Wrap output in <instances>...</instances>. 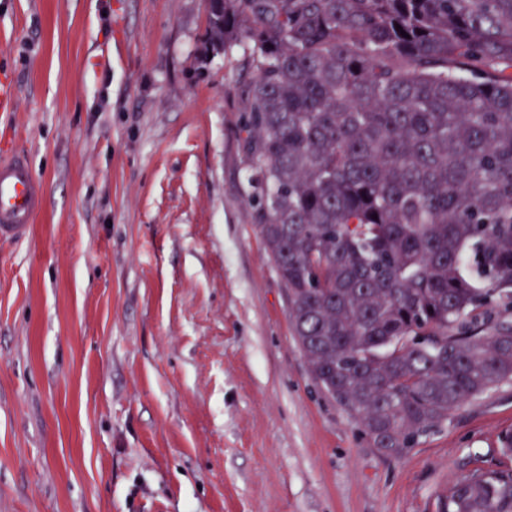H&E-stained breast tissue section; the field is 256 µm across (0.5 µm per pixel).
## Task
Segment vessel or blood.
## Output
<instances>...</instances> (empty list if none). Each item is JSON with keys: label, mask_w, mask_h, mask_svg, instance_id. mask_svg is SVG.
<instances>
[{"label": "vessel or blood", "mask_w": 512, "mask_h": 512, "mask_svg": "<svg viewBox=\"0 0 512 512\" xmlns=\"http://www.w3.org/2000/svg\"><path fill=\"white\" fill-rule=\"evenodd\" d=\"M41 204V184L28 161L0 155V240L25 239Z\"/></svg>", "instance_id": "b4317fda"}]
</instances>
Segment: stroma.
I'll return each instance as SVG.
<instances>
[{
    "mask_svg": "<svg viewBox=\"0 0 512 512\" xmlns=\"http://www.w3.org/2000/svg\"><path fill=\"white\" fill-rule=\"evenodd\" d=\"M205 0H0V151L44 205L0 242V512H438L512 468V382L408 453L314 383L252 220L239 45Z\"/></svg>",
    "mask_w": 512,
    "mask_h": 512,
    "instance_id": "obj_1",
    "label": "stroma"
}]
</instances>
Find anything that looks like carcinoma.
Returning a JSON list of instances; mask_svg holds the SVG:
<instances>
[{"label":"carcinoma","instance_id":"carcinoma-1","mask_svg":"<svg viewBox=\"0 0 512 512\" xmlns=\"http://www.w3.org/2000/svg\"><path fill=\"white\" fill-rule=\"evenodd\" d=\"M240 43L248 196L293 335L403 455L512 381L511 326L448 334L512 298V0H213L201 59ZM440 512H512V469Z\"/></svg>","mask_w":512,"mask_h":512}]
</instances>
